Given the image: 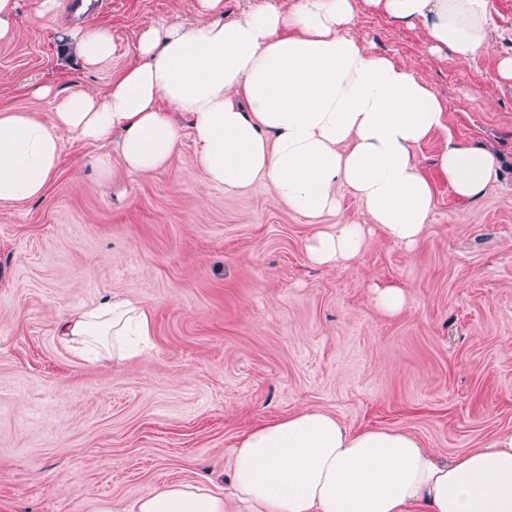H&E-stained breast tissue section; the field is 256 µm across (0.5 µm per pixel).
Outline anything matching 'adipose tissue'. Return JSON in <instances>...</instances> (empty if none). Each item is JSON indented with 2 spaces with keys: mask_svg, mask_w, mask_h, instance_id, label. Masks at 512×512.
Listing matches in <instances>:
<instances>
[{
  "mask_svg": "<svg viewBox=\"0 0 512 512\" xmlns=\"http://www.w3.org/2000/svg\"><path fill=\"white\" fill-rule=\"evenodd\" d=\"M358 0H266L225 19L224 0H195L197 21L145 28L140 61L105 94L55 95L48 118L0 113V204L43 197L62 161V133L116 145L126 174L165 170L183 136L210 187L239 191L270 183L289 208L315 218L339 205L337 185L357 198L370 223L416 244L435 205L432 183L413 154L445 130L447 105L415 71L351 34ZM391 19L423 24L426 47L468 61L489 46L490 0H365ZM83 70L113 53L109 28L85 22L65 34ZM454 195L470 201L500 174L491 152L446 140L438 160ZM365 226L316 232L308 255L334 267L361 252ZM146 305L112 298L72 311L62 340L112 339L123 361L149 340ZM229 497L245 512H512V433L493 447L438 460L401 429L351 431L322 410L289 414L244 432L234 450ZM225 496L196 483L136 500L95 501L90 512H226Z\"/></svg>",
  "mask_w": 512,
  "mask_h": 512,
  "instance_id": "ef3b65f1",
  "label": "adipose tissue"
}]
</instances>
